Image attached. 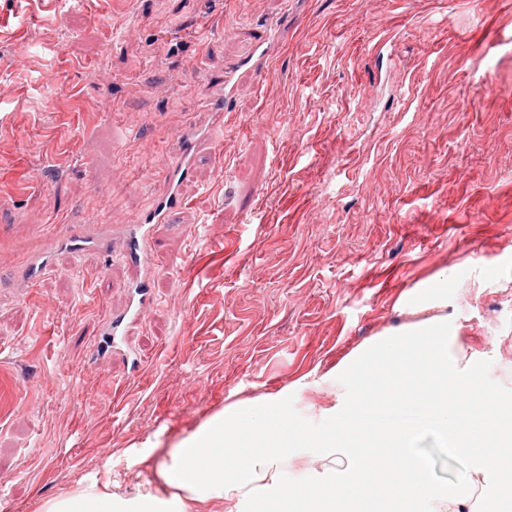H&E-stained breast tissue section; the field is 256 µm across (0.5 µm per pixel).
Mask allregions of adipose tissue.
<instances>
[{
	"mask_svg": "<svg viewBox=\"0 0 512 512\" xmlns=\"http://www.w3.org/2000/svg\"><path fill=\"white\" fill-rule=\"evenodd\" d=\"M411 305L418 320L388 331L338 368L344 385L324 409L333 428L290 421L287 391L237 403L201 426L157 469L170 494L113 492L103 476L91 488L44 501L41 512H200L225 504L231 512L271 501L278 512L297 502L304 512H383L377 486H398L403 500L422 512H494L478 489L495 478L499 498L512 497V432L501 425L511 407L489 389L480 366L461 364L453 352L457 329L437 313L436 297L448 281ZM249 436L241 451L237 442ZM433 439L472 462L468 480L455 487L428 481L421 445ZM311 456L301 482L288 479L285 462Z\"/></svg>",
	"mask_w": 512,
	"mask_h": 512,
	"instance_id": "obj_1",
	"label": "adipose tissue"
}]
</instances>
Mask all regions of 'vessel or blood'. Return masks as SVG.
I'll list each match as a JSON object with an SVG mask.
<instances>
[{"label": "vessel or blood", "mask_w": 512, "mask_h": 512, "mask_svg": "<svg viewBox=\"0 0 512 512\" xmlns=\"http://www.w3.org/2000/svg\"><path fill=\"white\" fill-rule=\"evenodd\" d=\"M274 50L275 38L270 30L258 29L251 53L244 61L245 66L259 74L268 73ZM235 91V73L225 71L223 77L214 84L216 106L213 121L205 127L189 126L181 131L176 154L166 174V191L154 209L139 216L131 224L112 226L60 223L58 228L49 229L43 234L37 249L20 258L18 266L22 281L29 285L52 271V255L59 249L76 256L90 250L106 254L115 252L135 270L151 269L155 263V252L146 239L147 231L151 225L171 221L183 205L180 187L190 177L196 162L204 156L212 157L218 153L215 131L222 127L224 114L234 100ZM134 288L138 297L137 309L107 315L104 320L105 331L97 334L93 340V348L98 354L111 352L116 336L126 334L132 323L142 319V309L149 302L148 291L141 280L135 282Z\"/></svg>", "instance_id": "1"}]
</instances>
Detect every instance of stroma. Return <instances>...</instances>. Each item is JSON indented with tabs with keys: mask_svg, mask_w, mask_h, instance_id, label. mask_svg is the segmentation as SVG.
I'll list each match as a JSON object with an SVG mask.
<instances>
[{
	"mask_svg": "<svg viewBox=\"0 0 512 512\" xmlns=\"http://www.w3.org/2000/svg\"><path fill=\"white\" fill-rule=\"evenodd\" d=\"M275 21L271 78L238 72L219 156L153 233L139 368L94 358L134 271L61 250L23 288L17 254L57 209L150 211L176 132ZM435 277L456 353L512 395V0H0V512L161 487L155 457L246 399L325 427L337 367ZM423 453L434 481L471 471Z\"/></svg>",
	"mask_w": 512,
	"mask_h": 512,
	"instance_id": "obj_1",
	"label": "stroma"
}]
</instances>
